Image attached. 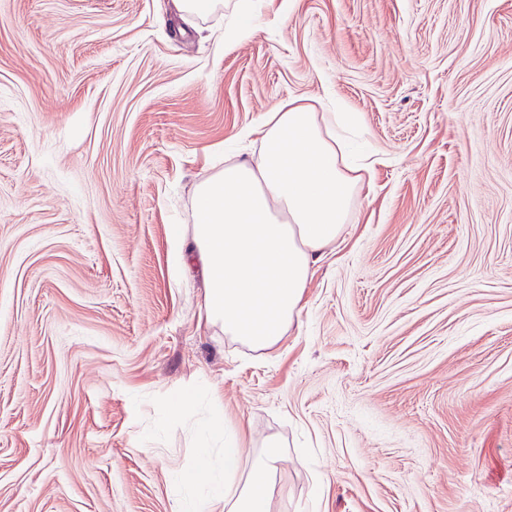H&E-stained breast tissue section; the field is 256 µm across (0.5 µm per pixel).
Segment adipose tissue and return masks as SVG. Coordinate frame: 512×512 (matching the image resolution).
I'll return each instance as SVG.
<instances>
[{"label":"adipose tissue","instance_id":"adipose-tissue-1","mask_svg":"<svg viewBox=\"0 0 512 512\" xmlns=\"http://www.w3.org/2000/svg\"><path fill=\"white\" fill-rule=\"evenodd\" d=\"M335 124L334 113L288 101L257 126V157L225 159L197 189L190 252L207 281L204 320L253 350L272 349L289 332L313 268L341 237L363 186ZM201 437L196 467L176 473L191 493L182 512H271L277 442L263 441L242 480L223 419L213 416Z\"/></svg>","mask_w":512,"mask_h":512}]
</instances>
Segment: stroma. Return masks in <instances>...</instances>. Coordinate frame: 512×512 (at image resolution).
Segmentation results:
<instances>
[{"mask_svg":"<svg viewBox=\"0 0 512 512\" xmlns=\"http://www.w3.org/2000/svg\"><path fill=\"white\" fill-rule=\"evenodd\" d=\"M296 98L377 163L260 354L169 227ZM214 414L272 512H512V0H0V512H177ZM179 10L187 17L202 16L220 9L221 0H175Z\"/></svg>","mask_w":512,"mask_h":512,"instance_id":"obj_1","label":"stroma"}]
</instances>
